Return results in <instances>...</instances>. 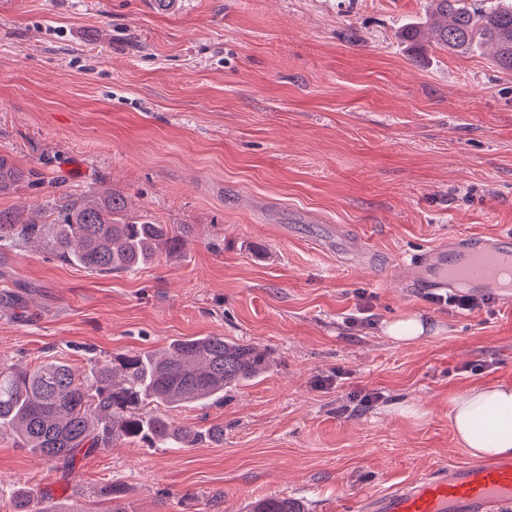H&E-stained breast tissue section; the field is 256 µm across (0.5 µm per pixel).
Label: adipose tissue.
Segmentation results:
<instances>
[{
	"label": "adipose tissue",
	"mask_w": 512,
	"mask_h": 512,
	"mask_svg": "<svg viewBox=\"0 0 512 512\" xmlns=\"http://www.w3.org/2000/svg\"><path fill=\"white\" fill-rule=\"evenodd\" d=\"M448 420L475 459L512 456V384L487 385L453 398Z\"/></svg>",
	"instance_id": "obj_1"
}]
</instances>
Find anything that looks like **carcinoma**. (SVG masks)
I'll use <instances>...</instances> for the list:
<instances>
[{
  "label": "carcinoma",
  "mask_w": 512,
  "mask_h": 512,
  "mask_svg": "<svg viewBox=\"0 0 512 512\" xmlns=\"http://www.w3.org/2000/svg\"><path fill=\"white\" fill-rule=\"evenodd\" d=\"M429 20L400 30L398 38L417 43L430 36L454 52L488 44L499 66L512 70V0L475 12L465 0H430ZM32 172L0 155V196L14 193ZM51 224L23 220L16 210H0V262L14 243L39 241L65 263L90 272H135L183 252L188 224H157L131 213L127 198L105 193L63 194L54 201ZM267 352L222 336L175 340L163 352L119 353L82 375L59 360L29 370L0 366V429L17 433L34 453L74 467L88 456L123 440L151 448H185L203 434L215 442L224 429L192 432L168 411L190 404L221 403L224 392L260 378ZM99 496L107 512H127L125 487L109 483ZM246 512H305L290 497H268Z\"/></svg>",
  "instance_id": "1"
}]
</instances>
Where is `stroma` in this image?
I'll list each match as a JSON object with an SVG mask.
<instances>
[{"mask_svg": "<svg viewBox=\"0 0 512 512\" xmlns=\"http://www.w3.org/2000/svg\"><path fill=\"white\" fill-rule=\"evenodd\" d=\"M427 2L0 0V155L39 175L0 209L45 222L52 198L113 190L193 228L185 254L111 276L16 245L0 364L80 370L199 336L270 356L223 402L174 411L223 426L219 445L122 441L68 471L0 430V512L18 489L105 512L111 481L130 512H245L264 496L347 512L469 462L448 401L512 383V307L433 304L412 262L512 232V71L489 48L400 41ZM410 313L431 330L396 344L383 323Z\"/></svg>", "mask_w": 512, "mask_h": 512, "instance_id": "obj_1", "label": "stroma"}]
</instances>
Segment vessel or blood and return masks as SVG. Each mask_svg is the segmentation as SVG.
<instances>
[{"label": "vessel or blood", "instance_id": "1", "mask_svg": "<svg viewBox=\"0 0 512 512\" xmlns=\"http://www.w3.org/2000/svg\"><path fill=\"white\" fill-rule=\"evenodd\" d=\"M512 260V235L466 236L428 251L415 264V280L444 290L467 288L512 297L501 273ZM354 512H512V459H493L433 470L419 479L353 503Z\"/></svg>", "mask_w": 512, "mask_h": 512}]
</instances>
